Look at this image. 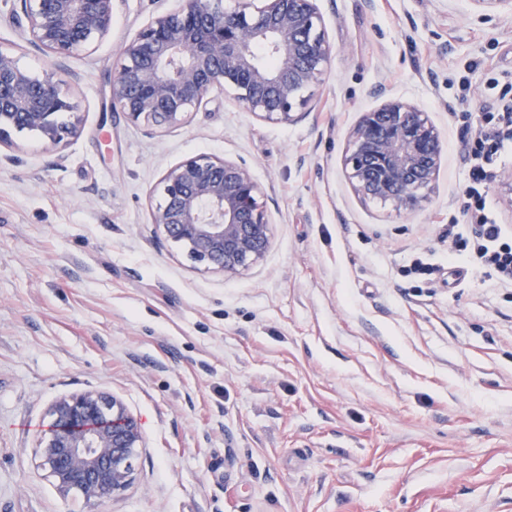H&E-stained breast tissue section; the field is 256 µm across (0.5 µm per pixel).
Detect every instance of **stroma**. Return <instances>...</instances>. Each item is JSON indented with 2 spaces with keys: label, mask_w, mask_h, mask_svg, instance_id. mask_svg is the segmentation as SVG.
<instances>
[{
  "label": "stroma",
  "mask_w": 512,
  "mask_h": 512,
  "mask_svg": "<svg viewBox=\"0 0 512 512\" xmlns=\"http://www.w3.org/2000/svg\"><path fill=\"white\" fill-rule=\"evenodd\" d=\"M180 0H115L69 58L82 133H13L0 158V512H512V285L454 254L464 151L512 101V16L473 0H321L336 55L315 112L268 123L215 92L167 132L111 111L122 45ZM0 47L49 57L0 0ZM443 138L412 213L344 172L376 87ZM245 160L273 241L227 278L155 235L151 192L183 159ZM436 266L406 275L414 258ZM462 269V278L452 270ZM115 396L146 446L121 495L62 496L38 446L57 399Z\"/></svg>",
  "instance_id": "1"
}]
</instances>
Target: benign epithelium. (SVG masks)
Returning <instances> with one entry per match:
<instances>
[{"label": "benign epithelium", "instance_id": "1", "mask_svg": "<svg viewBox=\"0 0 512 512\" xmlns=\"http://www.w3.org/2000/svg\"><path fill=\"white\" fill-rule=\"evenodd\" d=\"M21 36L50 57L36 75L0 49V147L10 131L35 133L53 146L78 136L76 103L62 90L65 62L112 32L114 0H11ZM336 54L319 0H181L151 19L121 48L109 83L112 109L134 125L182 127L208 96L226 93L260 119L288 124L316 109L315 89ZM444 145L418 105L387 98L362 113L344 165L363 200L418 210L434 188ZM151 207L157 234L194 263L226 278L260 262L272 245L263 191L243 160L188 157L169 168ZM39 452L59 492L96 504L131 484L140 420L115 397L84 392L57 400Z\"/></svg>", "mask_w": 512, "mask_h": 512}]
</instances>
